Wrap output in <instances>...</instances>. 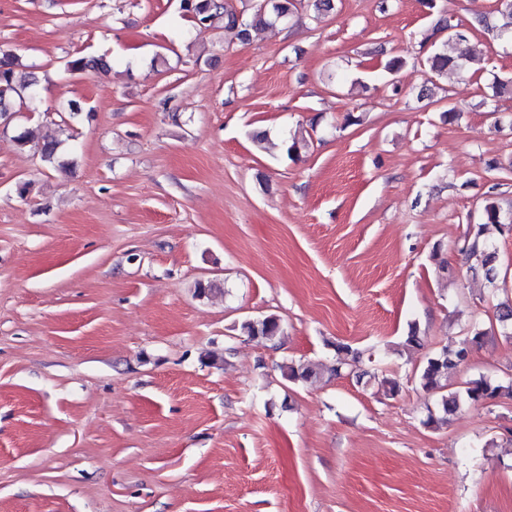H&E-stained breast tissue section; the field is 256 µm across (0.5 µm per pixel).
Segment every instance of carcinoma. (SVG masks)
<instances>
[{"label": "carcinoma", "instance_id": "cac0c4a2", "mask_svg": "<svg viewBox=\"0 0 512 512\" xmlns=\"http://www.w3.org/2000/svg\"><path fill=\"white\" fill-rule=\"evenodd\" d=\"M298 0H259L254 12L248 19L240 18V13L227 0H192L183 11L192 16L196 27L206 29L212 21L220 16L224 19V34L230 38L245 43L249 41L251 31L258 28H270L279 23H285L297 10ZM498 36L512 42V10H498ZM471 33L468 29L449 34L440 44L433 45V51L427 62L430 70L443 75L450 70H460L464 62L472 59L470 51ZM104 65L103 60L94 57H77L67 62L70 72H86ZM18 58L11 52H0V118L18 112V108L32 107V99L37 96V81L21 80L17 73ZM59 142L45 140L40 145L41 159L48 165L58 163ZM512 223V218L503 214L497 203L491 201L484 205L482 222L473 225L465 237L461 252L468 258L479 261L484 279L497 287L499 269L496 264V247L491 231L503 233L506 225ZM496 321L501 333L512 330V300L507 298L496 305ZM246 336L253 340L271 341L282 333L280 320L273 316L250 319L242 324ZM488 331L482 327H474L457 346H445L440 351L426 358L421 368L418 381L423 389L438 394L435 412L428 414L426 424H436L445 416L455 412L460 403V397L473 405L489 403L503 394L512 395V380L506 384L495 382L480 375L466 383L464 395L444 392L442 383L448 371L466 361L467 354L483 343ZM361 351L345 343L336 344V364L331 366L332 374L339 376L350 363H362ZM285 377L291 381L310 382L316 377V371L309 364L288 363L283 366Z\"/></svg>", "mask_w": 512, "mask_h": 512}]
</instances>
